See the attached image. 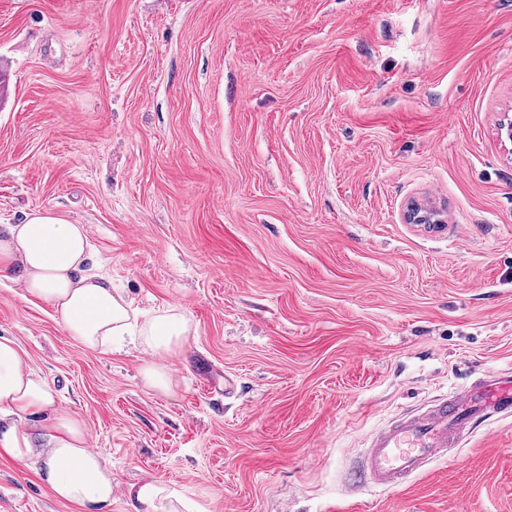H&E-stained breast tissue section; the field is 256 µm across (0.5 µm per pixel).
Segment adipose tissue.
Returning a JSON list of instances; mask_svg holds the SVG:
<instances>
[{"label":"adipose tissue","instance_id":"ef3b65f1","mask_svg":"<svg viewBox=\"0 0 512 512\" xmlns=\"http://www.w3.org/2000/svg\"><path fill=\"white\" fill-rule=\"evenodd\" d=\"M85 225L52 211L23 224L0 226V280L20 283L26 300L50 304L66 332L83 348L104 351L126 342L149 349L157 360L142 375L164 390L169 379L161 357L185 340L188 326L177 311L137 325L136 314L111 280L87 273ZM0 454L34 466L53 495L81 512L112 504V472L88 444L82 420L60 413L49 382L27 371L15 343L0 339ZM134 512H199L170 484L154 479L130 485Z\"/></svg>","mask_w":512,"mask_h":512}]
</instances>
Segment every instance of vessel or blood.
Returning <instances> with one entry per match:
<instances>
[{"label": "vessel or blood", "instance_id": "b4317fda", "mask_svg": "<svg viewBox=\"0 0 512 512\" xmlns=\"http://www.w3.org/2000/svg\"><path fill=\"white\" fill-rule=\"evenodd\" d=\"M489 419H512L511 368L484 371L463 391L401 413L371 438L363 473L374 485L399 486Z\"/></svg>", "mask_w": 512, "mask_h": 512}]
</instances>
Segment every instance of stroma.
<instances>
[{
    "mask_svg": "<svg viewBox=\"0 0 512 512\" xmlns=\"http://www.w3.org/2000/svg\"><path fill=\"white\" fill-rule=\"evenodd\" d=\"M0 72V225H85L141 319L188 324L151 389L148 349L86 350L0 283L112 512L152 478L203 512H512V420L349 480L384 420L512 368V0H0ZM0 512L80 509L0 456ZM404 220L407 224H442L444 215L436 207L412 202L406 208Z\"/></svg>",
    "mask_w": 512,
    "mask_h": 512,
    "instance_id": "35a3bbf8",
    "label": "stroma"
}]
</instances>
